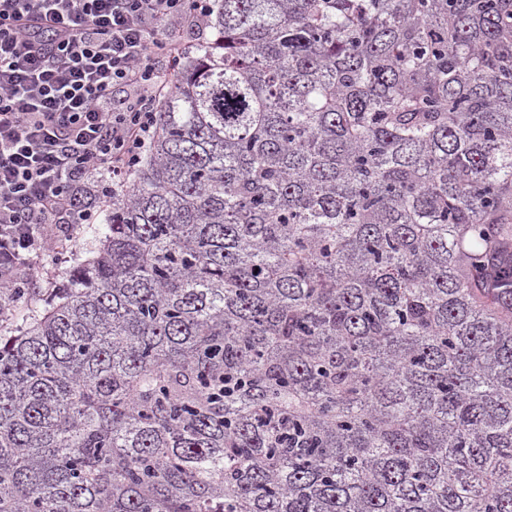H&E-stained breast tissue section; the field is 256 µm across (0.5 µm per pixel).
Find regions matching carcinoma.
Wrapping results in <instances>:
<instances>
[{
	"label": "carcinoma",
	"instance_id": "cac0c4a2",
	"mask_svg": "<svg viewBox=\"0 0 512 512\" xmlns=\"http://www.w3.org/2000/svg\"><path fill=\"white\" fill-rule=\"evenodd\" d=\"M209 26L0 336V512H512V0Z\"/></svg>",
	"mask_w": 512,
	"mask_h": 512
}]
</instances>
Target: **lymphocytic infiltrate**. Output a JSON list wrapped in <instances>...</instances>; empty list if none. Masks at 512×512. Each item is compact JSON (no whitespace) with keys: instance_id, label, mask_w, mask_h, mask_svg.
Here are the masks:
<instances>
[{"instance_id":"1","label":"lymphocytic infiltrate","mask_w":512,"mask_h":512,"mask_svg":"<svg viewBox=\"0 0 512 512\" xmlns=\"http://www.w3.org/2000/svg\"><path fill=\"white\" fill-rule=\"evenodd\" d=\"M212 0H0V313L136 164ZM111 181L101 179V172Z\"/></svg>"}]
</instances>
